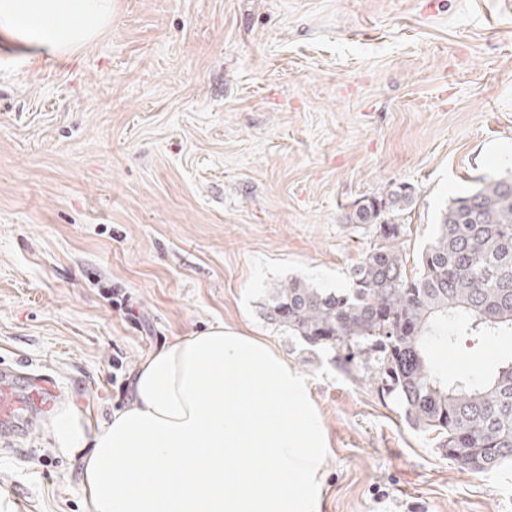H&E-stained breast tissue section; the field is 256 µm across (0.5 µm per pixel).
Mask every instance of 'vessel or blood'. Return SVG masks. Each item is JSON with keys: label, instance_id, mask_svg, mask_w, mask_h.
I'll list each match as a JSON object with an SVG mask.
<instances>
[{"label": "vessel or blood", "instance_id": "1", "mask_svg": "<svg viewBox=\"0 0 512 512\" xmlns=\"http://www.w3.org/2000/svg\"><path fill=\"white\" fill-rule=\"evenodd\" d=\"M57 387L47 375L29 376L24 390L16 388L14 368L0 369V443L10 444L17 431L14 420L25 408L28 401H42L56 396Z\"/></svg>", "mask_w": 512, "mask_h": 512}]
</instances>
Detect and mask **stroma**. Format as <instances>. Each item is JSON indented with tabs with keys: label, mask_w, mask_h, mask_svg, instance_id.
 <instances>
[{
	"label": "stroma",
	"mask_w": 512,
	"mask_h": 512,
	"mask_svg": "<svg viewBox=\"0 0 512 512\" xmlns=\"http://www.w3.org/2000/svg\"><path fill=\"white\" fill-rule=\"evenodd\" d=\"M512 175V0H112L57 56L0 40V366L52 376L97 425L151 353L214 324L310 379L319 512H512V468L460 470L372 363L271 324L273 286L347 287L392 213L407 259L481 178ZM130 296L128 318L109 295ZM512 335L430 350L484 373ZM52 417L0 446V512H89Z\"/></svg>",
	"instance_id": "1"
}]
</instances>
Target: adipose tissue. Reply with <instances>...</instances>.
Instances as JSON below:
<instances>
[{
    "label": "adipose tissue",
    "instance_id": "obj_1",
    "mask_svg": "<svg viewBox=\"0 0 512 512\" xmlns=\"http://www.w3.org/2000/svg\"><path fill=\"white\" fill-rule=\"evenodd\" d=\"M111 17L112 0H0V34L51 55ZM52 432L60 451L83 456L90 512H318L327 439L309 379L221 324L148 356L109 421L62 410Z\"/></svg>",
    "mask_w": 512,
    "mask_h": 512
}]
</instances>
